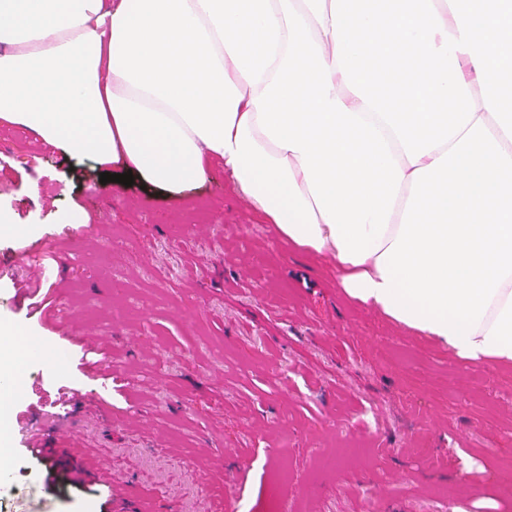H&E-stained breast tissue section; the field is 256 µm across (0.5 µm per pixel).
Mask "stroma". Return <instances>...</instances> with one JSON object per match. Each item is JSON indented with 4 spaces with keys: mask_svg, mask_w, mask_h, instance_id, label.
I'll use <instances>...</instances> for the list:
<instances>
[{
    "mask_svg": "<svg viewBox=\"0 0 512 512\" xmlns=\"http://www.w3.org/2000/svg\"><path fill=\"white\" fill-rule=\"evenodd\" d=\"M101 168L0 126V298L48 268L46 310L0 325L63 352L29 359L0 406L10 432L48 392L96 393L92 410L45 407L33 431L74 440L140 512H512L497 478L512 458V370L456 360L352 301L327 260L291 253L216 171L181 200L100 183ZM85 226L88 246L71 237ZM106 351L84 365L79 335ZM0 512H108L103 491L31 478L10 440Z\"/></svg>",
    "mask_w": 512,
    "mask_h": 512,
    "instance_id": "obj_1",
    "label": "stroma"
}]
</instances>
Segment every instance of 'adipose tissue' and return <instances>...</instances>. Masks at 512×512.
I'll use <instances>...</instances> for the list:
<instances>
[{
    "label": "adipose tissue",
    "mask_w": 512,
    "mask_h": 512,
    "mask_svg": "<svg viewBox=\"0 0 512 512\" xmlns=\"http://www.w3.org/2000/svg\"><path fill=\"white\" fill-rule=\"evenodd\" d=\"M0 126L215 169L356 303L512 366V0H0Z\"/></svg>",
    "instance_id": "obj_1"
}]
</instances>
